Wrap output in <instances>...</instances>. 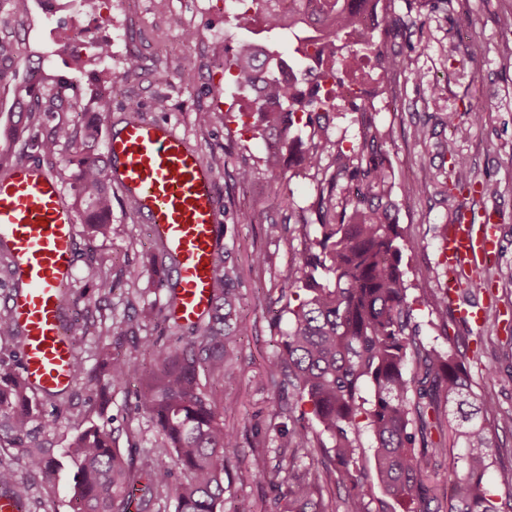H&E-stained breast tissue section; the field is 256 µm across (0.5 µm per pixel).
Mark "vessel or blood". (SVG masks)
<instances>
[{"label": "vessel or blood", "instance_id": "b4317fda", "mask_svg": "<svg viewBox=\"0 0 512 512\" xmlns=\"http://www.w3.org/2000/svg\"><path fill=\"white\" fill-rule=\"evenodd\" d=\"M112 184L130 200L175 259L177 284L170 318L198 323L212 302V257L224 222V205L201 150L167 120L132 115L109 133ZM492 221L476 222L460 208L442 241L448 267V299L458 325L480 330L484 309L460 301L463 280L488 265L500 243ZM77 219L55 176L23 160L0 174V252L17 283L4 300L21 333L20 370L35 392L60 391L70 383L73 347L60 296L72 280Z\"/></svg>", "mask_w": 512, "mask_h": 512}]
</instances>
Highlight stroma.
Wrapping results in <instances>:
<instances>
[{"label":"stroma","instance_id":"obj_1","mask_svg":"<svg viewBox=\"0 0 512 512\" xmlns=\"http://www.w3.org/2000/svg\"><path fill=\"white\" fill-rule=\"evenodd\" d=\"M90 9L86 0H71L70 10L52 15L42 0H31L27 18H16L9 0H0V37H9L16 48L10 75L0 80V126L14 110L12 86L27 75L32 60H42L49 83L66 97L90 101L104 87H112V108L104 116L87 111L86 120H98L102 129L120 127L125 111L136 108L147 121L166 119L178 124L191 142L200 147L219 187L227 217L224 241L234 269L233 286L238 302L233 316L239 328L237 358L224 380L214 385L222 397L221 417L237 437L238 448L226 462L224 512H234L238 499L247 498L254 512H285L273 489V470L253 475L250 462L255 452L277 463V433L288 422L295 405L290 389L274 386L267 369L282 350V334L288 328V294L279 272L300 264L310 239L320 234L317 201L336 169L334 153L323 156L319 170L292 164L283 183L270 178L265 158L270 144L258 127L254 97L235 91L233 107H224L226 89H234L224 71L221 46L239 41L264 43L287 54L291 38L255 26L239 29L224 13V0H133L114 10L113 27L128 37L112 44V69L91 64L79 87L69 85L73 72L70 56L57 49L64 30L85 22ZM394 13L406 23L402 39L389 42L400 53L401 69H374L377 95L366 113L346 107L328 115V135L349 151L359 147L363 117L388 136L382 162L390 174L389 200L392 223L405 240L401 268L415 301V320L428 347L445 353L461 352L475 394L492 392L498 410L512 415V31L500 25L512 11V0H393ZM475 26H467L466 18ZM138 56L141 72L124 78L129 56ZM194 75L185 84L184 71ZM482 110L473 121L472 110ZM210 115L208 123L199 113ZM457 113L454 127L440 124V117ZM429 130L417 138L419 127ZM464 157L475 179L493 183L496 191L476 198H462L449 191L448 153ZM250 167L252 176L239 182L237 172ZM430 181H423L422 170ZM481 215L494 214L501 247L486 278L492 287L485 308V324L479 335L462 330L456 320L438 325L428 299L442 288L447 270L440 261L441 238L460 205ZM252 212V223L237 221L239 211ZM307 225H299V217ZM112 232L89 240L85 224H78L74 276L70 294L78 307L93 296L94 276L108 272L116 288L106 301L108 320L124 323L127 333L108 337L118 352L132 350L146 336L160 335L170 290L163 282L169 271H156L152 258L157 242L133 204L120 191L112 193ZM263 263H255V253ZM496 365V379L484 376L487 365ZM101 382L72 385L63 401L57 426L49 437L52 448L65 447L75 423L107 424L118 429L121 452L150 454L156 433L146 415L136 413L133 389L110 393L100 400ZM490 436L498 450L487 475L496 495H504L512 480V428L492 427ZM21 481L33 484L27 512H73L71 486L75 469L62 464L53 485L13 464Z\"/></svg>","mask_w":512,"mask_h":512}]
</instances>
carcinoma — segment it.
Wrapping results in <instances>:
<instances>
[{
	"label": "carcinoma",
	"mask_w": 512,
	"mask_h": 512,
	"mask_svg": "<svg viewBox=\"0 0 512 512\" xmlns=\"http://www.w3.org/2000/svg\"><path fill=\"white\" fill-rule=\"evenodd\" d=\"M310 0H292L288 16L278 0H249L235 18L239 29L260 23L270 31L294 37L299 53L316 66L302 68L298 60L271 48L241 41L234 52L224 50V70L234 85L255 95L263 128L276 131V148L267 164L276 182L283 180L285 157L298 156L300 164L315 168L332 142L318 115L317 92L322 83H356L355 69L362 58H374L382 70H397L402 60L394 52H382L378 34L397 33L401 19L391 5L382 6L377 27L349 43L354 26L348 0H317L318 25L307 26ZM294 73V84L284 85L279 76ZM24 94L16 101L17 120L3 130L12 138L24 128L34 129L45 118L72 111V104L54 90L44 91L25 78ZM311 128L308 140L295 133L300 121ZM101 137L97 124L85 123L82 133L59 121L39 143L40 154L50 160L56 146L70 145L67 164L77 166L80 178L75 205L84 207V223L93 240L105 238L111 224L104 221L112 211L109 164L88 152L87 142ZM383 139L377 130L364 136L361 148L351 154L336 148V170L320 195L318 214L321 236L314 239L302 262L279 272L288 291L307 292L290 310L292 319L283 334L282 353L273 364L270 380L288 379L292 395L311 405L318 421V449L322 467L299 466L309 452L305 413L289 417L291 426L280 431L277 468L288 474L287 486L275 491L288 500L289 512H391L374 495L370 473L384 495L421 505L439 499L438 488L427 484L437 460L448 454L431 440V431L448 422V406H456L457 440L462 453L454 457V480L448 485V512H512V495L497 500L487 486L493 464L489 439L490 419L512 426L511 415H498L494 395L472 393L466 374L465 355L444 358L428 348L414 322L409 286L401 270L404 250L398 225L390 223L384 189L388 173L378 161ZM448 182L459 192L474 181L467 163L449 153ZM353 184L344 200L333 202L338 183ZM226 247L214 254V305L208 319L187 327L189 336L167 351L162 337L140 341L129 353H114L104 345L103 366L108 383L116 389L139 382L136 412L145 414L156 429L153 456L124 457L116 448L114 429L78 422L62 458L76 468L73 486L74 512H150L154 500L173 494L175 512H224L225 459L236 450V436L224 428L216 392L200 384V375L222 380L232 352L226 346L232 332L235 294L230 288L233 270L225 266ZM99 306L112 292V278H96ZM439 324L448 321V293L430 298ZM120 325L97 327L89 317H71L67 334L114 336ZM152 358L150 367L142 361ZM66 391L45 393L53 411L39 409L33 391L20 375L19 363L0 359V448L15 449L30 471L50 480L57 464L44 448L36 431L51 433L56 425V402ZM370 442L371 454L358 453L362 439ZM345 489L335 508L323 496L325 485ZM0 488L28 499V487L19 483L12 467L0 458ZM377 503L376 510L370 505Z\"/></svg>",
	"instance_id": "carcinoma-1"
}]
</instances>
